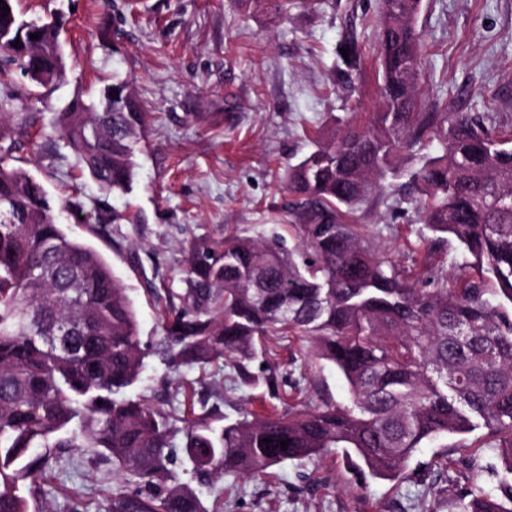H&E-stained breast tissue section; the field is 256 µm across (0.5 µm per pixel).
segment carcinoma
Listing matches in <instances>:
<instances>
[{"label":"carcinoma","instance_id":"carcinoma-1","mask_svg":"<svg viewBox=\"0 0 512 512\" xmlns=\"http://www.w3.org/2000/svg\"><path fill=\"white\" fill-rule=\"evenodd\" d=\"M422 3L375 0L374 111L362 123L338 120L329 142L288 165L294 222L313 259L298 262L276 239L191 249L192 313L166 312L168 372L235 355L238 381L253 385L258 339L296 335L348 388L343 404L285 415L246 412L221 426L214 411L182 419V450L199 475L260 477L336 448L363 476L400 481L424 443L455 437L453 448L465 450L468 435L485 430L481 446L503 470L457 509L512 512V202H500L512 199V131L496 134L483 116L422 111ZM61 29L0 0V78L18 71L36 87L59 84ZM343 48V72L362 74L364 47L352 37ZM125 87L107 85L88 103L76 97L55 121L59 140L112 193L130 190L147 124L136 98L111 97ZM17 101L0 97V512H30L38 478L61 448H96L126 477L109 512H208L172 469L170 415L127 395L144 351L126 289L96 248L57 222L42 184L18 166L38 156L20 157L15 140L5 143L4 122L34 127ZM435 140L439 152L426 153ZM401 152L417 161L405 183L394 163ZM384 193L414 204L433 241L456 243L476 275L455 288L409 284L356 231L357 212ZM64 333L60 347L54 337Z\"/></svg>","mask_w":512,"mask_h":512}]
</instances>
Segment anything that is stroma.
<instances>
[{
	"label": "stroma",
	"mask_w": 512,
	"mask_h": 512,
	"mask_svg": "<svg viewBox=\"0 0 512 512\" xmlns=\"http://www.w3.org/2000/svg\"><path fill=\"white\" fill-rule=\"evenodd\" d=\"M373 0H314L287 16L266 13L259 0H14L23 19L59 16L66 77L55 89L21 75L0 84L20 98L19 111L51 126L75 95L97 96L113 79L129 83L148 114L131 192L105 194L78 157L44 145L30 173L58 221L107 258L135 304L147 355L134 394L173 419L217 406L225 420L270 403L290 406L345 401L344 378L332 365L302 357L301 345L268 337L252 361L254 386L240 385L235 357L167 374L162 351L165 310L187 308L188 248L223 245L240 235L302 240L280 177L287 165L331 135L338 118L370 106L374 71L346 90L339 50L356 37L373 50ZM424 57V109L483 114L512 130V0H423L418 19ZM105 208L111 224H88L78 213ZM358 231L419 288L455 287L471 259L451 244L432 245L410 204L378 197L357 214ZM425 445L401 482L359 481L336 452L272 468L260 479L227 472L200 477L176 462L181 480L209 512H456L473 481L490 486L495 457L454 454L432 467ZM122 478L95 449L64 448L40 480L36 512H106Z\"/></svg>",
	"instance_id": "35a3bbf8"
}]
</instances>
